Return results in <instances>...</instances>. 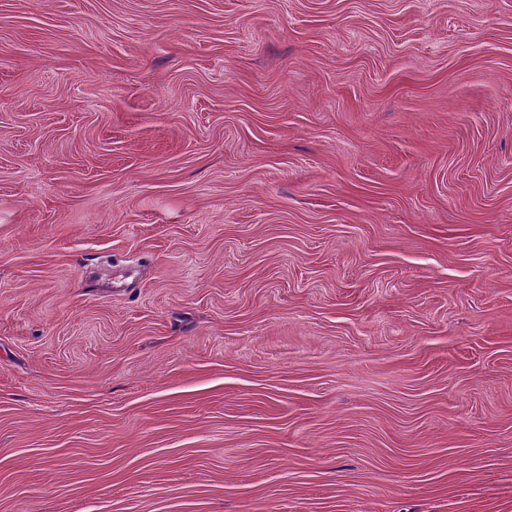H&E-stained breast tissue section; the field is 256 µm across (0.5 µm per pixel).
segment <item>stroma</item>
Returning <instances> with one entry per match:
<instances>
[{
	"label": "stroma",
	"mask_w": 512,
	"mask_h": 512,
	"mask_svg": "<svg viewBox=\"0 0 512 512\" xmlns=\"http://www.w3.org/2000/svg\"><path fill=\"white\" fill-rule=\"evenodd\" d=\"M0 512H512V0H0Z\"/></svg>",
	"instance_id": "obj_1"
}]
</instances>
